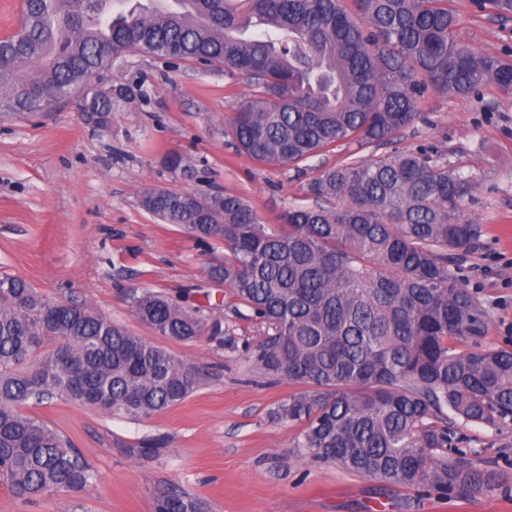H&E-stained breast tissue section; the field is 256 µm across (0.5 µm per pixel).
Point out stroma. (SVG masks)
<instances>
[{"label":"stroma","instance_id":"stroma-1","mask_svg":"<svg viewBox=\"0 0 512 512\" xmlns=\"http://www.w3.org/2000/svg\"><path fill=\"white\" fill-rule=\"evenodd\" d=\"M460 38L484 53L512 49V21L455 0ZM103 85L135 88L108 124L71 101L44 112L0 117V275L25 279L45 299L84 303L189 363L199 385L181 403L140 420L74 403L35 408L34 416L71 440L95 468L97 486L25 502L0 485V512H155L175 489L208 512H512V430L460 427V450L492 471V493L444 498L423 487L385 486L300 455L299 424L274 410L303 387L266 375L251 351L258 324L227 308L229 288L210 278L223 245L207 247L160 223L140 205L143 189L249 199L265 223L303 199L325 168L370 150L344 145L302 169L262 165L239 154L225 119L249 97L245 77L194 63L130 53L113 61ZM400 149H426L471 183L463 201L480 238L459 272L490 311L482 348L512 345V95L489 85L481 98L428 91ZM184 158L185 171L165 164ZM160 291L221 320L224 336L191 343L158 335L135 314L130 296ZM163 455L143 461L144 442Z\"/></svg>","mask_w":512,"mask_h":512}]
</instances>
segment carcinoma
I'll return each mask as SVG.
<instances>
[{
  "mask_svg": "<svg viewBox=\"0 0 512 512\" xmlns=\"http://www.w3.org/2000/svg\"><path fill=\"white\" fill-rule=\"evenodd\" d=\"M23 0L0 41V114L42 112L76 96L99 123L132 96L86 92L128 52L224 68L251 96L225 133L254 161L297 166L344 143L391 141L428 89L512 94V59L457 37L452 0ZM512 19V0H470ZM112 6V15L106 14ZM467 180L421 151L324 170L266 224L242 196L149 189L141 206L202 242L224 243L234 312L266 328L253 353L267 374L303 384L277 414L304 424L302 455L450 496L491 493L493 473L465 454L457 428L512 421V347L486 350L489 310L458 275L481 227L463 215ZM137 317L178 342L222 333L199 306L145 290ZM468 342L470 350L458 345ZM193 368L76 303L46 301L0 276V482L34 501L94 486L98 473L24 409L71 402L148 418L192 394ZM156 512H204L178 492Z\"/></svg>",
  "mask_w": 512,
  "mask_h": 512,
  "instance_id": "obj_1",
  "label": "carcinoma"
}]
</instances>
